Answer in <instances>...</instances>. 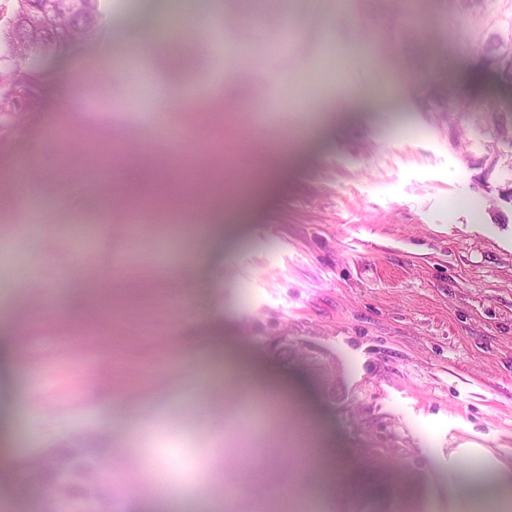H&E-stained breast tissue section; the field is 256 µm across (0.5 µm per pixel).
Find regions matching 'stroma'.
I'll return each instance as SVG.
<instances>
[{"instance_id": "1", "label": "stroma", "mask_w": 512, "mask_h": 512, "mask_svg": "<svg viewBox=\"0 0 512 512\" xmlns=\"http://www.w3.org/2000/svg\"><path fill=\"white\" fill-rule=\"evenodd\" d=\"M76 48L32 58L51 75L19 151L0 154V512H42L20 464L33 450L108 436L112 512L204 480L262 512H512L461 487L471 450L512 474V204L485 199L428 111L452 87L512 105L478 71L453 0H99ZM173 18L186 60L130 62L135 33ZM298 32L287 41V26ZM110 58L97 56L99 44ZM191 94L192 108L164 109ZM266 105L257 129L249 112ZM201 128L207 168L259 176L225 197L221 226L140 227L119 196L102 213L97 167L172 171L150 124ZM275 169L246 152L259 135ZM123 260L112 312L84 308L87 279ZM165 289L144 311L138 296ZM296 347L282 357V343ZM334 358L327 387L305 354ZM270 371L287 393L254 401L211 380ZM146 417L128 439L108 402ZM334 455L308 458V440Z\"/></svg>"}]
</instances>
